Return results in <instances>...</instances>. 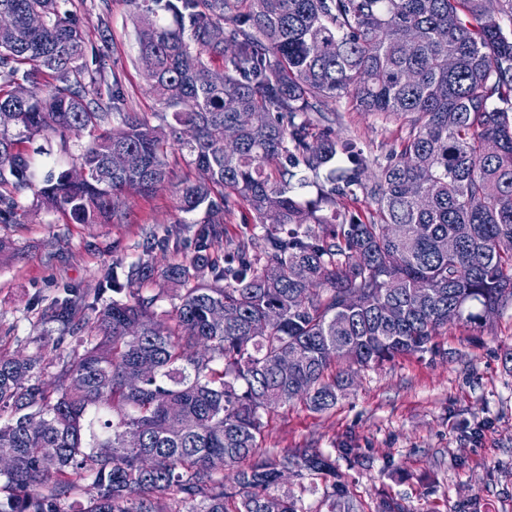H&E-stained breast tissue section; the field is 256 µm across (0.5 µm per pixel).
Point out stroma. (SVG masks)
Listing matches in <instances>:
<instances>
[{"instance_id":"obj_1","label":"stroma","mask_w":512,"mask_h":512,"mask_svg":"<svg viewBox=\"0 0 512 512\" xmlns=\"http://www.w3.org/2000/svg\"><path fill=\"white\" fill-rule=\"evenodd\" d=\"M88 49L99 52L120 79L130 106L154 113L139 62L129 0H71ZM107 16L108 33L100 31ZM332 128L353 139L371 162H385L405 133L402 120L335 104ZM124 224H75L63 212L28 204L17 222L0 223V331L11 349L34 351L42 334L41 306L63 288L94 292L113 261L143 257L151 233L178 232L191 250L198 225L180 223L172 192H129ZM439 354L401 355L359 371L356 385L336 406L317 413L296 404L279 409L264 447L283 454L298 448H356L337 457L336 469L361 506L375 512L382 494L408 512H461L479 498L482 512H512V305L491 328L449 326Z\"/></svg>"}]
</instances>
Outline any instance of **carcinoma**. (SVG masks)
Returning <instances> with one entry per match:
<instances>
[{"mask_svg":"<svg viewBox=\"0 0 512 512\" xmlns=\"http://www.w3.org/2000/svg\"><path fill=\"white\" fill-rule=\"evenodd\" d=\"M128 2L140 55L154 60L144 75L157 125L119 106L118 81L102 98L101 60L87 56L69 0H0V187L12 188L0 219L24 211L29 191L74 224H122L118 197L172 188L203 228L162 268L113 266L98 288L108 303L67 288L44 306L57 362L0 338V447L15 450L0 512H157L167 493L168 512H264L285 468L311 479L327 512H355L332 455L270 454L264 433L278 409L328 410L358 369L435 354L448 324L481 329L486 310L512 304V32L497 22L512 0ZM36 72L46 92L18 97ZM343 98L406 124L371 176L352 140L314 131L309 113L323 119ZM73 128L95 132L73 158L79 181L41 176L17 149ZM307 187L316 197L303 201ZM358 191L368 213L338 209ZM237 209L264 245L220 265L210 250ZM157 281L177 293L166 322L160 294H143ZM216 307L235 317L211 321ZM282 353L286 374L274 368ZM144 360L155 371L132 390Z\"/></svg>","mask_w":512,"mask_h":512,"instance_id":"obj_1","label":"carcinoma"}]
</instances>
